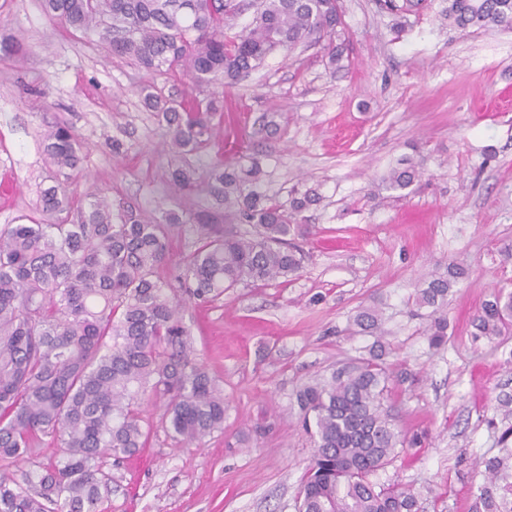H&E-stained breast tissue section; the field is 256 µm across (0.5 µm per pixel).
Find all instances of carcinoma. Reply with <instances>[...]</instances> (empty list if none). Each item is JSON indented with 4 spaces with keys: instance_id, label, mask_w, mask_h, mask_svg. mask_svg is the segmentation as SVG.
<instances>
[{
    "instance_id": "1",
    "label": "carcinoma",
    "mask_w": 512,
    "mask_h": 512,
    "mask_svg": "<svg viewBox=\"0 0 512 512\" xmlns=\"http://www.w3.org/2000/svg\"><path fill=\"white\" fill-rule=\"evenodd\" d=\"M424 0H383L390 12H409ZM46 16L74 31H94L107 50L147 71H179L197 88L224 85L259 67L278 50L323 46L338 64L343 26L338 0H43ZM448 22L459 29H512V0H448ZM144 107L168 127L169 181L180 191L196 184L189 155L216 139L223 97L170 101L142 90ZM45 149L57 185L41 195L44 211L71 203L69 181L81 163L80 145L66 125L50 127ZM422 176L405 159L382 178L403 191ZM261 169L216 166L211 192L224 217L257 227L243 235L203 226L183 266L185 294L211 301L240 283L286 279L300 268L288 237L297 216L319 200L313 189L285 208L258 191ZM183 216L146 218L131 212L113 222L112 203L94 196L76 224H6L0 228V457L25 464L20 477L0 474V512H104L112 476L105 455L133 454L147 432L138 411L144 396L164 402L169 430L192 444L224 429V396L193 357L178 317L179 301L161 276L168 226ZM463 275L433 274L415 303L428 308L429 341H446L442 314ZM360 330L376 337L372 358L352 362L296 392L315 448L299 491L298 512H423L420 498L399 486L371 481L415 445L395 428L384 405L390 367L381 362L379 312L363 307ZM481 336L512 326V293L486 301L474 319ZM41 435L60 439L62 454L44 465L31 449ZM484 480L475 512H512V448L479 461Z\"/></svg>"
}]
</instances>
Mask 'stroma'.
<instances>
[{"label":"stroma","mask_w":512,"mask_h":512,"mask_svg":"<svg viewBox=\"0 0 512 512\" xmlns=\"http://www.w3.org/2000/svg\"><path fill=\"white\" fill-rule=\"evenodd\" d=\"M340 6V68L316 47L270 55L225 86L220 135L192 158L203 174L222 161L259 162L264 191L283 205L294 190L317 189L319 203L298 217L308 232L293 239L301 268L207 303L183 299L194 355L224 395V429L186 445L145 399V448L102 461L112 475L106 512H296L313 447L295 394L368 355L373 339L354 323L363 306L388 331L395 377L385 404L396 429L424 438L375 482L411 489L426 512H472L476 463L498 454L512 426L497 402L512 394V332L489 338L472 325L495 293L512 291V30L456 29L448 0L403 17L378 0ZM3 38L25 54L0 56V226L73 223L91 194L116 212H182L161 270L179 288L196 221L228 222L207 193L171 192L167 128L138 90L178 99L187 81L49 21L41 0H0ZM267 114L271 134L260 130ZM58 121L80 141L82 161L70 208L46 212L40 197L55 173L43 134ZM406 156L420 162L421 180L405 196L382 189ZM452 265L464 275L448 298V341L434 348L414 296L429 272Z\"/></svg>","instance_id":"1"}]
</instances>
